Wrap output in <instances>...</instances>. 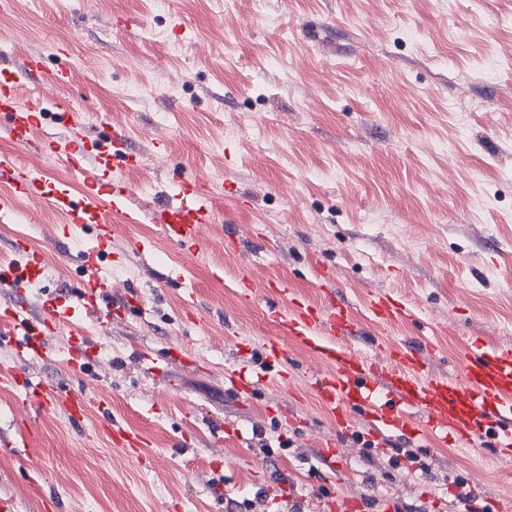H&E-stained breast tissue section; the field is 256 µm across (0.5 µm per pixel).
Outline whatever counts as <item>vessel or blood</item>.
Segmentation results:
<instances>
[{"mask_svg":"<svg viewBox=\"0 0 512 512\" xmlns=\"http://www.w3.org/2000/svg\"><path fill=\"white\" fill-rule=\"evenodd\" d=\"M55 84L67 83L70 71L61 66L45 68L42 55L27 56L21 67L0 68V120H6L13 153L0 156V218L12 213L16 197L38 199L59 212L67 231L91 230L95 245L84 252L86 266H96L118 216H132L135 194L123 181H109L118 168H137V155L126 148L125 134L115 128L106 141L92 139L83 111L72 105L58 106L56 120L65 129L63 138L36 140L35 132L45 116V102L39 96L21 98V86L31 78ZM37 150L61 161L68 180L27 167L22 156ZM174 203L152 206V223L173 244L191 252L202 246L201 225L214 223L216 193L212 186L189 177L176 185ZM13 251L19 259L0 262V288L15 300L0 309V334L14 339L22 354L45 358L50 354L51 336L70 328L76 341L70 348L72 362L88 358L78 337L87 319H101L104 313L127 314L143 305L139 293H126L120 305L107 301L109 282L102 278L82 279L70 289L69 301L47 300L41 317H33L21 298L28 283L45 271L41 254L25 240H16ZM369 311L375 321H415V312L390 295L373 298ZM278 329L300 342L328 366L312 375L308 389L338 428L350 425L351 415L365 418L373 439L385 442L396 434L423 438L436 444L474 449L477 435H491L498 456L512 460V344L472 347L466 354L461 376L427 372L421 352L411 346L389 344L385 361L364 357L348 343L360 331L354 313L341 304L304 302L277 315ZM284 350L276 341L265 346L264 371L250 376L244 370L227 369L225 380L239 397L251 398L258 389L284 382ZM0 385L17 390L25 403L36 410L61 400L70 420H81L89 404L84 393L60 394L58 389L33 381L15 368L0 371ZM113 446L138 459L151 454L141 432L122 426L108 428Z\"/></svg>","mask_w":512,"mask_h":512,"instance_id":"1","label":"vessel or blood"}]
</instances>
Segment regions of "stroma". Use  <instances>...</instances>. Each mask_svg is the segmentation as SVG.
Listing matches in <instances>:
<instances>
[{
	"mask_svg": "<svg viewBox=\"0 0 512 512\" xmlns=\"http://www.w3.org/2000/svg\"><path fill=\"white\" fill-rule=\"evenodd\" d=\"M131 32H123L124 22ZM183 35H174V22ZM41 54L68 65L40 84L48 108L79 102L93 134L124 128L139 159L117 172L136 194L172 200L177 174L223 186L217 221L190 253L148 215L118 219L112 256L82 265L84 235L20 201L0 220V257L16 239L44 252L47 275L26 288L40 309L60 286L100 274L113 298L137 289L142 311L85 325L92 359L70 365L68 332L50 360H21L0 338V367L86 392L82 422L51 404L43 445L23 446L28 416L0 388V504L9 512H287L290 503L355 501L359 512H488L512 502V462L417 439L364 449L359 416L336 428L307 391L325 366L278 337L269 282L335 301L361 322L351 346L382 357L418 347L428 371L454 374L473 342H512V0H11L0 10V67ZM165 142V151L155 148ZM249 278V298L239 281ZM399 298L420 316L374 322L370 299ZM281 338L296 376L244 400L224 384L259 370ZM188 354L167 363L169 348ZM166 364L146 373L143 355ZM142 432L137 462L105 425ZM331 442L335 466L317 449ZM412 451L419 463L402 460ZM428 472H420V463Z\"/></svg>",
	"mask_w": 512,
	"mask_h": 512,
	"instance_id": "1",
	"label": "stroma"
}]
</instances>
